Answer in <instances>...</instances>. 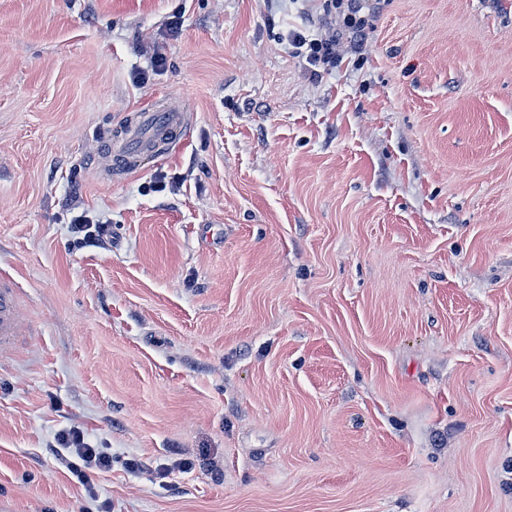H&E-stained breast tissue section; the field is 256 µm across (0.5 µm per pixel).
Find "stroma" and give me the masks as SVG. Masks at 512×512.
I'll list each match as a JSON object with an SVG mask.
<instances>
[{"mask_svg": "<svg viewBox=\"0 0 512 512\" xmlns=\"http://www.w3.org/2000/svg\"><path fill=\"white\" fill-rule=\"evenodd\" d=\"M312 8L0 0V512H512V0H386L316 79ZM187 110L139 112L120 126L109 142L114 168L126 172L145 157L158 159L179 144L191 130ZM16 291L9 281L0 280V355L10 351L23 336ZM58 444L70 450L71 455L81 462L69 461L67 467L82 485L88 484L90 480L87 469L103 470L112 466V458L100 448H92L85 442L83 433L78 429L62 433L58 438Z\"/></svg>", "mask_w": 512, "mask_h": 512, "instance_id": "1", "label": "stroma"}]
</instances>
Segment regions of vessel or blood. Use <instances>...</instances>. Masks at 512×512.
Instances as JSON below:
<instances>
[{
    "label": "vessel or blood",
    "mask_w": 512,
    "mask_h": 512,
    "mask_svg": "<svg viewBox=\"0 0 512 512\" xmlns=\"http://www.w3.org/2000/svg\"><path fill=\"white\" fill-rule=\"evenodd\" d=\"M188 114L183 109H162L138 113L120 126L109 145L114 168L126 172L145 157L160 158L190 132ZM23 334L17 293L13 285L0 280V354L10 351Z\"/></svg>",
    "instance_id": "b4317fda"
}]
</instances>
